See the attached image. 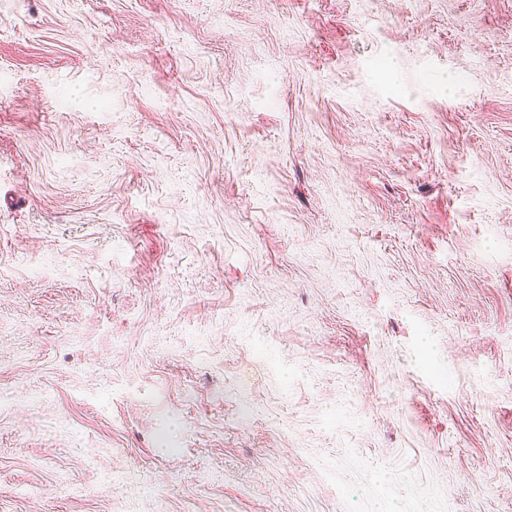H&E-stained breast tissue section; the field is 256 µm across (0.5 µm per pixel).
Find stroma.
I'll return each instance as SVG.
<instances>
[{
  "mask_svg": "<svg viewBox=\"0 0 512 512\" xmlns=\"http://www.w3.org/2000/svg\"><path fill=\"white\" fill-rule=\"evenodd\" d=\"M0 512H512V0H0Z\"/></svg>",
  "mask_w": 512,
  "mask_h": 512,
  "instance_id": "1",
  "label": "stroma"
}]
</instances>
